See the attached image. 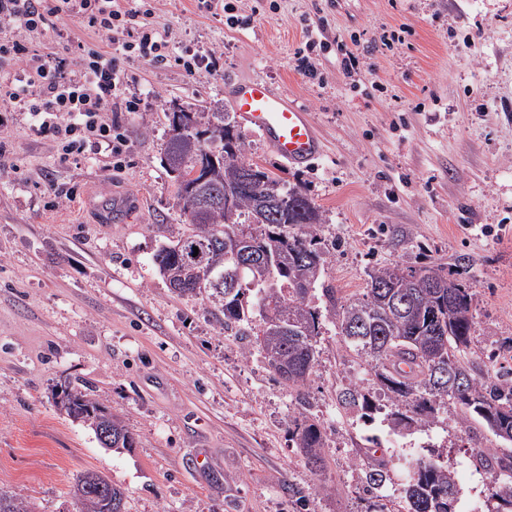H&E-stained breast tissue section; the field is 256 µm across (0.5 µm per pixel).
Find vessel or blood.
Wrapping results in <instances>:
<instances>
[{"label":"vessel or blood","mask_w":512,"mask_h":512,"mask_svg":"<svg viewBox=\"0 0 512 512\" xmlns=\"http://www.w3.org/2000/svg\"><path fill=\"white\" fill-rule=\"evenodd\" d=\"M224 94L242 121L261 133L284 162L307 166L323 155V142L309 112L267 80L229 81Z\"/></svg>","instance_id":"vessel-or-blood-1"}]
</instances>
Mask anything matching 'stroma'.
<instances>
[{"instance_id": "1", "label": "stroma", "mask_w": 512, "mask_h": 512, "mask_svg": "<svg viewBox=\"0 0 512 512\" xmlns=\"http://www.w3.org/2000/svg\"><path fill=\"white\" fill-rule=\"evenodd\" d=\"M278 9L231 29L196 0H156L155 23L183 46L218 62L188 75L177 62L122 60L124 92L140 109L119 112L124 167L95 159L59 162L25 112H4L9 159L0 174V489L36 512H79L71 490L97 472L126 492V512H369L356 462L378 435L391 512L408 460L453 471L460 503L498 512L493 477L475 455L501 443L440 406L424 429L392 431L385 414L365 424L342 408L355 384L377 393L364 359L346 355L324 318L306 389L326 431L314 470L291 434L295 399L259 349L225 331L209 304L172 292L154 265L156 227H182L162 158L173 105L219 112L229 79L263 77L306 107L324 143L317 165L288 166L241 126L253 162L301 188L320 207L319 235L337 243L324 276L344 297L363 293L383 266L444 268L473 295L470 357L495 353L512 367V0H277ZM326 17L329 40L362 52L404 29L402 43L342 72L319 57L322 81L296 71L302 19ZM99 39L72 17L32 37L35 48ZM131 199L125 221L101 220L93 205ZM80 377L133 434V448H103L94 432L61 414L53 391Z\"/></svg>"}]
</instances>
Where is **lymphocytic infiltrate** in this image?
Here are the masks:
<instances>
[{"instance_id": "obj_1", "label": "lymphocytic infiltrate", "mask_w": 512, "mask_h": 512, "mask_svg": "<svg viewBox=\"0 0 512 512\" xmlns=\"http://www.w3.org/2000/svg\"><path fill=\"white\" fill-rule=\"evenodd\" d=\"M152 0H0V71L13 75L0 82V110L28 113L40 136L51 139L60 160L74 155L110 154L121 166L119 145L124 134L113 124L114 112H134L135 100L122 92L124 72L118 57L153 65L177 58L188 74L205 60L193 52L174 56L177 39L153 22ZM68 16H77L105 41V48H81L75 74H65L51 55L34 49L30 34ZM121 56H114L111 45Z\"/></svg>"}]
</instances>
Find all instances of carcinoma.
Listing matches in <instances>:
<instances>
[{
  "label": "carcinoma",
  "mask_w": 512,
  "mask_h": 512,
  "mask_svg": "<svg viewBox=\"0 0 512 512\" xmlns=\"http://www.w3.org/2000/svg\"><path fill=\"white\" fill-rule=\"evenodd\" d=\"M173 131L165 153L167 172L178 168L176 199L185 217V230L168 240L154 263L169 288L178 295L205 298L224 317V328L251 324L259 317L254 343L268 361H278L288 374L272 368L274 376L297 393L292 437L307 463L322 465L325 430L311 417L303 396L316 365L322 311L309 305L310 290L320 289L325 312L336 320L349 348L367 358L379 389L406 412L390 413L394 431L423 427L434 418L436 405L446 400L460 410L464 423H476L505 444L500 431L512 432V377L507 373L478 374L461 352L470 343L474 326L472 294L460 280L434 267H380L368 273L365 292L344 298L324 279L329 244L318 235L322 214L306 194L249 160L228 112L194 109L167 113ZM207 163L211 177L199 184L191 178ZM236 189L235 218L227 222L224 189ZM300 202L301 211L277 217L258 208L257 199L269 188ZM252 242L269 263L241 270L237 288L222 282L203 289V276L237 270L229 258L239 239ZM69 404L67 416L88 426L105 422L112 443L134 446L122 422L93 398L90 384L68 380L56 392ZM341 403L364 415L381 410L375 397L358 388L340 393ZM410 480L403 488L407 512H456L457 490L448 467L435 460L410 462ZM363 491L375 499L388 479L383 459L359 462Z\"/></svg>",
  "instance_id": "cac0c4a2"
}]
</instances>
